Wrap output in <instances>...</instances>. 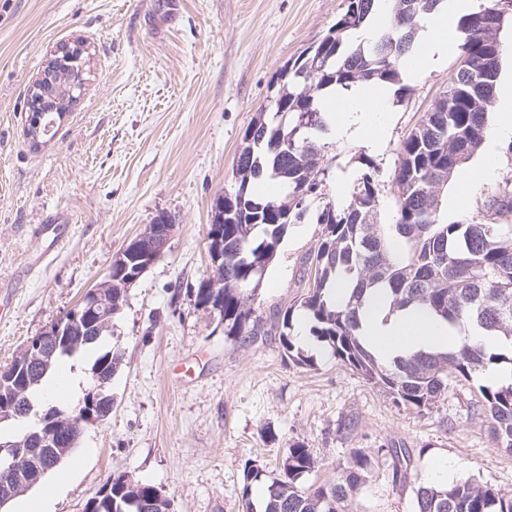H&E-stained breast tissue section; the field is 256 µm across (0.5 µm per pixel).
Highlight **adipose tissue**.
Wrapping results in <instances>:
<instances>
[{
    "instance_id": "obj_1",
    "label": "adipose tissue",
    "mask_w": 512,
    "mask_h": 512,
    "mask_svg": "<svg viewBox=\"0 0 512 512\" xmlns=\"http://www.w3.org/2000/svg\"><path fill=\"white\" fill-rule=\"evenodd\" d=\"M476 2L445 0L426 22L418 53L406 71L407 77H417L447 57L455 47L459 20L475 11ZM324 107L336 138H355L374 148L386 142L394 118L389 85L369 83L344 94H329ZM511 140L512 74H507L498 84L497 112L483 157L459 172L457 182L461 194L454 199V206L463 205L464 189L494 175L496 148ZM363 329L378 355L387 360L417 351L443 350L474 335L469 326L450 325L420 307L389 313L384 296L379 292L370 296L363 310Z\"/></svg>"
}]
</instances>
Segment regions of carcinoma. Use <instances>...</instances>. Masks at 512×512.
<instances>
[{
  "mask_svg": "<svg viewBox=\"0 0 512 512\" xmlns=\"http://www.w3.org/2000/svg\"><path fill=\"white\" fill-rule=\"evenodd\" d=\"M344 13L315 45L280 71L283 81L270 109L262 108L249 123L236 156L235 188L224 191L234 212L224 215V284L193 289L195 306L211 300L224 320V335L243 342L261 335L263 320L254 303L264 272L290 224L305 218L323 225L314 251L313 278L298 305L277 314L283 355L296 365H312L294 336L295 312L313 322V333L333 355L370 384L409 410L431 411L447 397L450 381L477 383L474 411L489 424L496 447L512 454V385L482 383L493 370L512 369V180L506 179L483 203L485 221L453 222L441 214L448 179L467 164L486 136L488 111L481 100L496 99L502 46L501 33L511 19L499 23L497 7L479 6L459 22L463 34L458 56L466 55L473 71L457 73L447 98L434 105L402 142L392 175L394 223L377 221L380 168L366 154L351 202L339 206L325 200L329 143L323 99L338 89L348 91L367 82L402 84L404 64L413 48L418 22L442 0H391V25L370 41L354 43L378 0H346ZM274 180L284 188L268 198L256 188ZM343 281L350 288L343 304L330 301L328 288ZM385 292L389 311L421 306L450 323H469L504 347L464 340L442 351L401 355L383 361L362 335L361 312L368 297ZM86 336L71 354H53L41 369L31 365L27 377H13L24 358L19 353L0 366V403L20 392L32 397L37 385L63 361L97 343ZM123 353L110 347L95 358L92 373L108 379L121 365ZM53 452L42 449L28 457L22 473L35 476L51 464ZM388 461L393 486L409 483L415 452L401 446L368 452L352 448L347 464L334 479L303 487L298 479L317 468L310 449L296 442L287 448L273 475L247 461L240 491L241 512H353L354 494L380 458ZM262 498L255 504L254 488ZM169 500L154 486L125 472L112 473L109 495L83 512H169ZM413 512H512V491L505 492L475 477L447 484L414 487Z\"/></svg>",
  "mask_w": 512,
  "mask_h": 512,
  "instance_id": "obj_1",
  "label": "carcinoma"
}]
</instances>
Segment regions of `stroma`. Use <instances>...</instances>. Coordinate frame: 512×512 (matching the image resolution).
<instances>
[{
	"label": "stroma",
	"mask_w": 512,
	"mask_h": 512,
	"mask_svg": "<svg viewBox=\"0 0 512 512\" xmlns=\"http://www.w3.org/2000/svg\"><path fill=\"white\" fill-rule=\"evenodd\" d=\"M345 0H0V366L10 363L103 277L114 254L159 213L176 222L162 257L129 288L112 319L124 358L112 378L114 405L87 427L72 458L30 491L49 512H82L115 471L157 487L170 512H239L245 462L275 472L299 442L318 461L305 483L333 479L351 448L400 444L423 449L413 479L447 459L454 479L471 476L512 491V455L496 448L484 418L471 414L472 390L452 383L433 412L396 406L339 362L297 318L298 344L313 359L282 355L276 330L252 342L227 338L218 315L196 308L193 287L209 272L207 229L216 198L233 189L234 157L258 110L280 89L288 60L321 40ZM87 42L92 73L55 137L33 147L26 94L50 52ZM449 53L393 93L386 144L330 146L326 194L349 204L369 153L380 167V219L391 223V175L402 141L448 87ZM512 179V153L472 188L449 220L478 218L483 202ZM64 223V241L27 266L30 231L46 218ZM323 227L289 225L255 305L264 321L306 292L304 261ZM353 419L352 434L340 432ZM379 462L358 490L354 512H412L411 487L387 479Z\"/></svg>",
	"instance_id": "obj_1"
}]
</instances>
